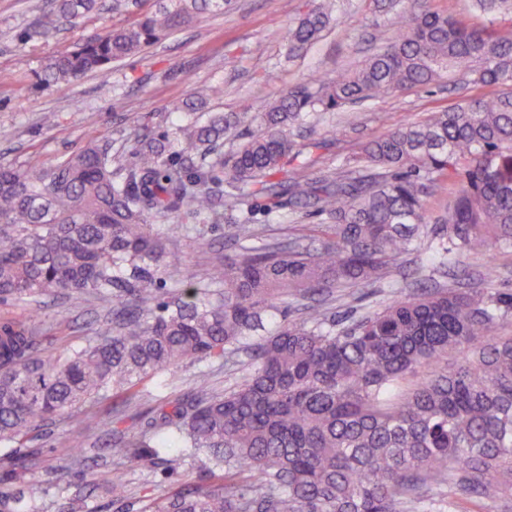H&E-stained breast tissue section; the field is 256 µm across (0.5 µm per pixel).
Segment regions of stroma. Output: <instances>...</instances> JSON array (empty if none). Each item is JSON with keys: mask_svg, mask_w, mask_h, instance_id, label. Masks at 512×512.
<instances>
[{"mask_svg": "<svg viewBox=\"0 0 512 512\" xmlns=\"http://www.w3.org/2000/svg\"><path fill=\"white\" fill-rule=\"evenodd\" d=\"M104 2L105 10L77 25L35 37L31 30L44 0H0V72L10 76L8 83H0V165L21 166L31 159L54 162L82 148L91 135L107 143L114 158H121L135 134L171 131L180 120L177 105L188 99L196 102L202 116L264 111L288 88L361 61L396 30L393 14L379 11L374 0H338L335 20L291 59L284 30L312 0H231L223 14L174 32L137 57L114 63L108 72L87 74L63 89L44 86L40 75L58 52L96 36L103 27L132 24L154 5V0ZM26 32L30 40L20 43ZM490 93V88L453 74L426 87L319 114L298 139L306 172L315 177L335 169L375 137ZM254 226L269 244L318 243L327 236L324 218L309 208L258 212ZM169 249L179 258L163 276L167 289L173 290L187 280L204 281L215 260L234 254L235 243L223 225L194 224ZM489 260L499 268L497 288L512 292V246L496 247L488 256L452 257L443 266L421 252L392 266L377 283L337 293L329 308L335 316H359L424 287L479 289ZM111 311V301L85 295L47 293L24 305L0 304V315L33 318L41 330L36 349L43 355L87 342ZM202 371L211 373L220 388L240 377L217 362L188 363L150 380L147 393L131 403L109 395L87 403L92 413L89 438L79 453L68 444L65 418L30 432L13 454L28 467L29 492L42 512H57L62 495L69 492L88 495L91 512H118L121 504L163 497L197 483L199 468L192 460L130 463L113 455L112 444L115 431H142L162 403L191 393L193 379ZM105 474L120 476L121 498L99 489Z\"/></svg>", "mask_w": 512, "mask_h": 512, "instance_id": "obj_1", "label": "stroma"}]
</instances>
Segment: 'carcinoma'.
I'll return each mask as SVG.
<instances>
[{"instance_id": "1", "label": "carcinoma", "mask_w": 512, "mask_h": 512, "mask_svg": "<svg viewBox=\"0 0 512 512\" xmlns=\"http://www.w3.org/2000/svg\"><path fill=\"white\" fill-rule=\"evenodd\" d=\"M228 0H157L135 24L111 28L54 56L41 82L65 87L141 54ZM98 0H47L33 34L77 23ZM488 18L465 29L426 0L396 12L395 40L357 67L290 89L265 111L186 105L181 124L138 136L117 161L98 137L55 164L0 165V300L50 292L112 298V325L86 344L43 356L35 325L0 321V444L108 391L135 396L144 381L187 362L243 370L217 390L199 374L190 398L170 403L151 428L121 433L128 461L201 462L204 484L138 512H443L456 494L478 503L512 499V293L438 288L338 320L321 297L381 280L404 256L491 253L512 243V0H472ZM335 0H319L285 31L288 57L317 41ZM465 71L500 88L367 142L359 156L320 178L295 171V130L312 112L427 86ZM253 126L234 150L224 138ZM457 190L430 214L424 199L444 181ZM271 212L311 204L328 223L317 247L271 246L251 229L250 198ZM178 218L179 224L171 223ZM185 219L227 225L235 255L207 282L188 280L161 299L167 243ZM439 225L428 240L427 225ZM318 295L302 316L293 302ZM273 321L266 330L265 321ZM246 348L247 360L235 358ZM464 356L441 365L449 352ZM70 447L85 421L69 417ZM28 468L0 476V512H40L26 492ZM448 492L429 496L433 486ZM59 512H89L68 496Z\"/></svg>"}]
</instances>
